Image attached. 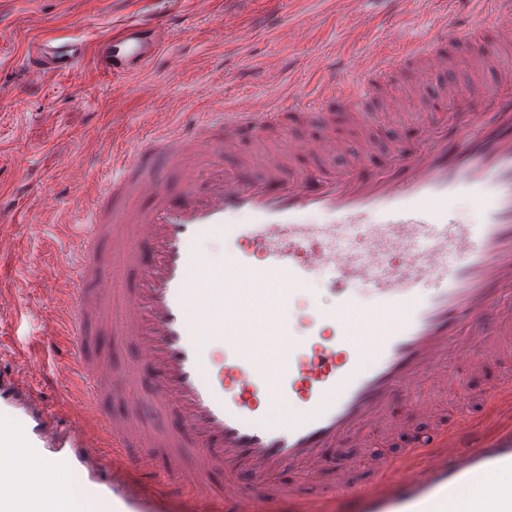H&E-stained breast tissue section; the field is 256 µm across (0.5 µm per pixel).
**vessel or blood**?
Masks as SVG:
<instances>
[{
    "instance_id": "b4317fda",
    "label": "vessel or blood",
    "mask_w": 512,
    "mask_h": 512,
    "mask_svg": "<svg viewBox=\"0 0 512 512\" xmlns=\"http://www.w3.org/2000/svg\"><path fill=\"white\" fill-rule=\"evenodd\" d=\"M472 2L464 21L435 0L423 24L415 0H395L399 34L373 65L350 74L333 57L270 111L162 127L113 155L74 236L84 286L62 322L95 422L63 420L26 383L20 357L0 363V512H67L77 488L85 512H260L291 469L328 483L317 495L289 491L288 512H324L334 500L345 501L342 512H512V385L489 396L483 422L438 420V396L469 380L449 372V356L476 371L512 355V67L501 62L512 52V0ZM170 28L145 19L88 41L38 25L22 42L24 70L39 82L89 61L120 81L154 66ZM462 47L467 79L449 78L420 100L417 137L389 146L382 166L368 141L349 165L331 166L344 147L333 130L292 145L282 116L308 93L323 122L359 114L389 75L416 94ZM273 127L279 151L225 169L226 156ZM302 153L313 166L298 164ZM258 259L260 283L250 278ZM432 278L437 287L423 290ZM125 281L128 300L108 314ZM318 283L334 305L300 330L293 299ZM91 322L141 348L150 392L124 415L98 412L106 388L89 354ZM216 337L220 374L208 349ZM144 405L166 418L164 431L141 419ZM402 407L437 423L412 436L394 477L358 484L348 449L368 447L372 429L407 432ZM133 444L169 449L177 461L191 449L190 486L157 496L127 455ZM491 487L501 495L485 496Z\"/></svg>"
}]
</instances>
